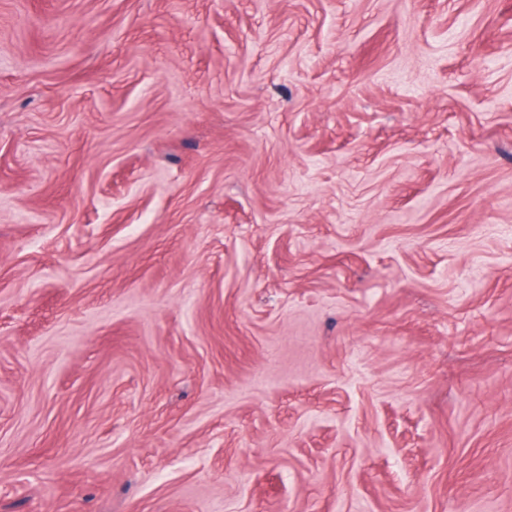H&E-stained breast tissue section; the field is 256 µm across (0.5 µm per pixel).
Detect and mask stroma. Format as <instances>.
Instances as JSON below:
<instances>
[{
	"label": "stroma",
	"instance_id": "obj_1",
	"mask_svg": "<svg viewBox=\"0 0 512 512\" xmlns=\"http://www.w3.org/2000/svg\"><path fill=\"white\" fill-rule=\"evenodd\" d=\"M512 512V0H0V512Z\"/></svg>",
	"mask_w": 512,
	"mask_h": 512
}]
</instances>
